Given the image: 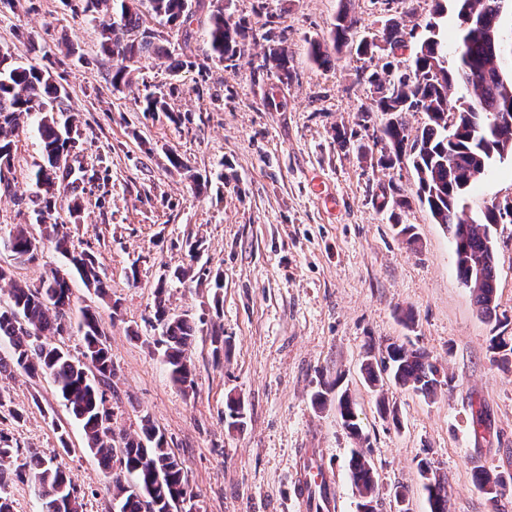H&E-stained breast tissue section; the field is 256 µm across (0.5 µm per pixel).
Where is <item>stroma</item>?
Listing matches in <instances>:
<instances>
[{
	"instance_id": "obj_1",
	"label": "stroma",
	"mask_w": 512,
	"mask_h": 512,
	"mask_svg": "<svg viewBox=\"0 0 512 512\" xmlns=\"http://www.w3.org/2000/svg\"><path fill=\"white\" fill-rule=\"evenodd\" d=\"M341 6V0H230L229 14L256 31L267 14L278 15L293 74L288 85L259 79L256 66L267 47L261 40L232 69L212 62L174 78L167 60L148 61L132 88L120 92L95 22L72 16L62 0H20L16 9L0 10V48L47 67L67 92L80 133L73 165L92 175L75 190L84 202L80 219L63 206L55 218L76 248L94 255L108 286L102 299L81 280L70 282L76 305L97 310L108 333L112 426L133 434L150 416L183 465L196 512H304L292 472L311 451L335 475L334 512H358L348 470L358 446L374 466L375 512H429L423 462L445 482L450 512H512V487L492 503L473 480L481 469L512 475V361L491 351L493 325L457 275L447 226L417 200L412 168L377 164L380 148L358 112L370 87L355 78L369 59L350 46L328 68L308 56L309 41L328 38ZM351 10L359 40L393 17L422 31L431 0H351ZM64 36L79 57L60 53ZM169 83L176 86L169 107L181 123L144 117L137 96L145 86ZM268 90L280 108L263 105ZM340 130L351 136L344 148L336 142ZM14 143L15 180L11 192L0 191V226L28 225L44 245L33 262L0 248V265L32 285L64 260L25 203L34 189L36 141L22 134ZM171 149L187 171L169 163ZM197 176L209 181L200 193ZM384 194L407 203L379 210ZM506 199H512L511 158L495 163L469 193L467 212L475 216ZM405 225L407 237L398 233ZM191 243L223 286L197 278L171 289L169 304L223 325L226 345L214 360L207 333L198 334L196 390L187 394L171 382L147 319L159 280L188 263ZM493 243L498 310L512 319V224L497 225ZM407 310L415 318L410 328L401 321ZM394 341L425 349L452 384L431 398L385 379L368 387L363 361ZM323 380L349 392L362 438L342 426L335 402L314 405ZM0 392L7 401L0 433L20 450L56 458L80 491L84 512H114L106 479L52 384L17 369L0 377ZM231 396L245 406L238 429L224 420ZM381 399L395 418L380 414ZM478 407L487 423L479 435L471 427ZM14 410L21 420L11 418ZM63 429L66 452L58 440ZM400 486L410 492L407 502L394 496Z\"/></svg>"
}]
</instances>
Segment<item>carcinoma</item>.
Listing matches in <instances>:
<instances>
[{"instance_id": "1", "label": "carcinoma", "mask_w": 512, "mask_h": 512, "mask_svg": "<svg viewBox=\"0 0 512 512\" xmlns=\"http://www.w3.org/2000/svg\"><path fill=\"white\" fill-rule=\"evenodd\" d=\"M76 15L98 23L104 55L112 61V87L117 90L133 84V72L149 60L167 59L169 71L177 75L185 67H204L212 61L235 67L248 41L262 39L268 43L257 70L275 78L282 85L293 79L288 67V53L282 34L277 32L276 15H267L266 29L256 34L242 19L227 13L224 0H212L208 21L198 31L200 54L175 58L171 41L146 26L155 20L169 31L185 32L191 37L195 0H62ZM432 17L424 32H405L404 26L391 18L381 38L363 39L357 54L373 56L386 53L388 61L381 69L358 81L368 83L371 103L361 104V121H372L381 113L383 120L373 129L374 139L389 146L381 153L378 165L393 168L409 163L416 177V196L427 205L438 224L448 227L456 258V269L464 284L470 285L480 313L495 322L498 334L491 337L490 347L502 353V361L512 354V336L505 335L508 318L497 314L496 260L492 231L512 217V200L482 211L474 219L467 215L465 201L471 188L488 175L496 161L512 156V123L497 122L498 116H512V70L504 68L505 43L499 34L512 28L507 22L502 0H432ZM453 10L458 24L448 32V10ZM357 20L346 9L336 15L331 30L333 50L337 53L352 40ZM408 54L405 69L393 64L397 54ZM311 60L321 66L331 65V56L318 40L309 42ZM169 92L157 88L137 98L144 116L159 114L172 118ZM64 89L49 70L36 64H23L9 50L0 49V171L12 172L11 136L21 119L35 115L41 162L36 164L32 182L35 186L33 213L39 224L47 225V237L54 249L68 263L64 271L52 269L39 285L13 283L9 304L0 307V341L8 343L10 356L0 357V374L12 369L23 370L36 380L49 378L57 392L81 423L87 449L97 459L112 487L115 512H178L188 488L181 461L169 451L165 435L149 416L141 419L140 432L117 434L111 426V412L106 406L104 386L114 374L112 352L100 315L88 307H75L70 276L75 274L89 288L103 296L104 283L94 256L78 251L70 234L60 232L54 222L57 200L66 184L77 181L71 164L78 129L65 104ZM423 111L427 121L419 134L410 137L405 113ZM0 245L21 261H35L40 241L23 224L5 229ZM167 286L162 282L155 294L150 326L160 330L155 344L161 348L163 362L171 380L186 390H194V368L190 351L204 318L189 313H175L167 303ZM83 339L82 358L75 359L51 342L71 328ZM212 356L220 362L224 354V329L212 328L209 334ZM365 382L376 384L382 373L390 372L394 381L424 396L435 393L452 379L440 376L430 355L421 348L392 342L381 349L380 357L366 359L362 365ZM336 410L344 428L361 438L354 402L348 392L336 394ZM224 418L228 427L243 425L244 406L239 398L225 403ZM19 449L0 434V512H12L6 488L14 480L33 482L41 503L40 512H82L80 491L66 470L53 459L36 450L27 451L18 460ZM430 512H449L445 483L429 477V468L420 464ZM349 477L365 502L373 501L376 481L367 452L351 451ZM478 488L493 503L507 487L512 475L479 470L475 473Z\"/></svg>"}]
</instances>
